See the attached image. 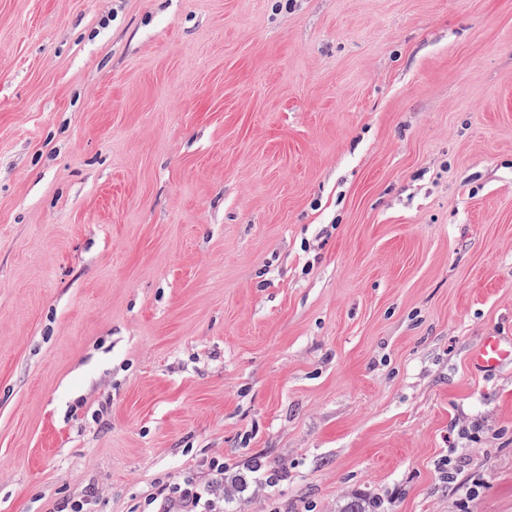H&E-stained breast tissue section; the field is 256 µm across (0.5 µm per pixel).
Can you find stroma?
<instances>
[{
	"instance_id": "1",
	"label": "stroma",
	"mask_w": 512,
	"mask_h": 512,
	"mask_svg": "<svg viewBox=\"0 0 512 512\" xmlns=\"http://www.w3.org/2000/svg\"><path fill=\"white\" fill-rule=\"evenodd\" d=\"M512 0H0V512H512ZM471 360L476 368L486 372L512 364V339L494 333L484 336ZM172 492L173 496L161 503L158 512H216L212 499L205 496V490L200 489L194 477L183 478L177 483Z\"/></svg>"
}]
</instances>
